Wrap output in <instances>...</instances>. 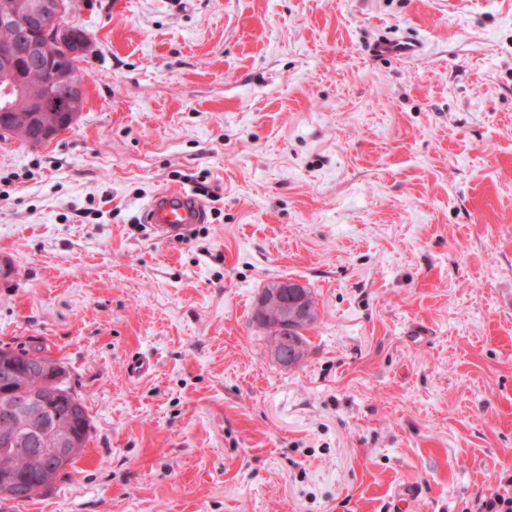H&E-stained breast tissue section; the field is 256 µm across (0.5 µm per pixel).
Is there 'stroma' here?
Returning a JSON list of instances; mask_svg holds the SVG:
<instances>
[{
  "instance_id": "obj_1",
  "label": "stroma",
  "mask_w": 512,
  "mask_h": 512,
  "mask_svg": "<svg viewBox=\"0 0 512 512\" xmlns=\"http://www.w3.org/2000/svg\"><path fill=\"white\" fill-rule=\"evenodd\" d=\"M70 17L77 124L0 140V343L66 363L92 440L0 512H391L409 483L404 512H467L511 480L512 0ZM173 187L208 221L169 239L141 211ZM280 279L316 293L300 367L251 322Z\"/></svg>"
}]
</instances>
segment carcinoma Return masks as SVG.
<instances>
[{
	"label": "carcinoma",
	"mask_w": 512,
	"mask_h": 512,
	"mask_svg": "<svg viewBox=\"0 0 512 512\" xmlns=\"http://www.w3.org/2000/svg\"><path fill=\"white\" fill-rule=\"evenodd\" d=\"M17 112L0 114V127H13L8 137L16 138L31 147L46 144L42 138L44 129L39 125H24L16 123ZM26 355L23 363L29 367L41 362L56 363L61 379L42 372L21 374L13 378L8 388L13 390V399L20 408L32 417L30 425L21 432V438L3 443V438L10 433V427L0 423V481L8 475L17 480L9 495H0V500L28 501L49 490L62 476L66 468L36 459L30 449L43 447V441L50 430L58 428L73 432L81 441V447H86L90 441L93 426L91 418L84 407L82 397L73 389L69 380V372L64 362L42 354L39 348L22 349ZM42 392L56 395V403L50 407L34 400Z\"/></svg>",
	"instance_id": "cac0c4a2"
}]
</instances>
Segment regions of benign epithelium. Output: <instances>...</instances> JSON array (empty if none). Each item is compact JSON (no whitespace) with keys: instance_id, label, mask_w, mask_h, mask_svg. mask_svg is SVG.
Masks as SVG:
<instances>
[{"instance_id":"1","label":"benign epithelium","mask_w":512,"mask_h":512,"mask_svg":"<svg viewBox=\"0 0 512 512\" xmlns=\"http://www.w3.org/2000/svg\"><path fill=\"white\" fill-rule=\"evenodd\" d=\"M0 24L12 29V38L0 51V96L8 98L22 91V77L34 70L55 72L62 85V100L68 105L67 121L74 123L80 114L84 98L85 78L78 59L90 51V41L78 27L68 20L67 7L62 0H0ZM58 104L49 88L35 97L21 119L28 124L40 120L39 113L48 111V104ZM306 285L296 280L270 282L258 300L260 322L275 337L270 349L271 358L286 367L304 357V345L295 342L284 347L288 335V305H301L298 317L309 321L315 309L303 303ZM19 349L7 348L0 354V372L5 380L16 374L15 356ZM80 451L70 433L55 434L48 447L41 449L45 458L66 460Z\"/></svg>"}]
</instances>
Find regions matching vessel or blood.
<instances>
[{
  "label": "vessel or blood",
  "mask_w": 512,
  "mask_h": 512,
  "mask_svg": "<svg viewBox=\"0 0 512 512\" xmlns=\"http://www.w3.org/2000/svg\"><path fill=\"white\" fill-rule=\"evenodd\" d=\"M206 218L204 204L184 188L157 193L142 211L143 223L168 238L185 234L192 225L205 223Z\"/></svg>",
  "instance_id": "1"
}]
</instances>
